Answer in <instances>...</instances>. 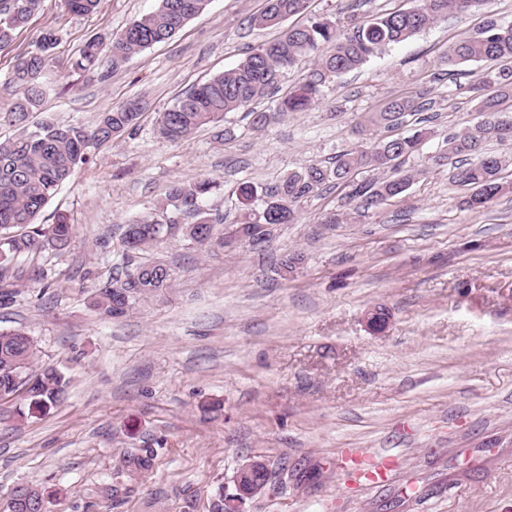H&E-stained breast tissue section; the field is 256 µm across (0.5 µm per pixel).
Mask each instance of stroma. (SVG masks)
I'll return each mask as SVG.
<instances>
[{
	"label": "stroma",
	"instance_id": "1",
	"mask_svg": "<svg viewBox=\"0 0 512 512\" xmlns=\"http://www.w3.org/2000/svg\"><path fill=\"white\" fill-rule=\"evenodd\" d=\"M265 4L210 0L116 69L109 37L158 0H100L86 16L40 0L0 48L5 104L17 56L57 31L37 120L89 129L102 112L143 103L133 134L90 147L44 207L40 223L70 216L69 246L22 260L25 279L0 303V330H25L39 364L70 379L68 399L25 424L22 402L0 406V493L33 482L57 492L55 512H76L102 502L124 451L154 448L151 471L124 479L112 512H210L251 457L270 479L244 512H512V190L467 209L450 166L432 162L450 134L479 122L469 87L485 69L464 63L452 79L442 55L489 19L512 21V0L438 20L263 130L237 111L222 122L228 137L212 127L180 143L160 137L159 112L275 38L251 23ZM92 39L94 69H72ZM422 90L434 110L398 132L423 123L431 135L405 161L416 177L400 196L367 207L327 188L260 245L168 239L146 253L173 270L163 296L115 318L93 309L127 224L160 219L173 183L216 178L203 208L232 224L239 183L269 187L333 162L359 144L362 113ZM293 254L301 263L281 276ZM376 308L388 315L379 331L367 322Z\"/></svg>",
	"mask_w": 512,
	"mask_h": 512
}]
</instances>
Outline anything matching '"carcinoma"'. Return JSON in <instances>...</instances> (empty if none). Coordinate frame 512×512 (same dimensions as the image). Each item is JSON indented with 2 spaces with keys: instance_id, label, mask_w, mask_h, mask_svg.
<instances>
[{
  "instance_id": "1",
  "label": "carcinoma",
  "mask_w": 512,
  "mask_h": 512,
  "mask_svg": "<svg viewBox=\"0 0 512 512\" xmlns=\"http://www.w3.org/2000/svg\"><path fill=\"white\" fill-rule=\"evenodd\" d=\"M210 0H160L152 12L129 23L111 38L112 69L121 67L133 54L169 40L190 19L200 15ZM487 0H418L410 9L378 12L366 18L350 14L343 25L313 17L305 25L285 22L307 9V0H266L265 9L254 18L277 36L253 49L234 68L197 85L168 109L159 113L158 134L173 143L181 142L205 126H216L224 114L243 110L252 117L251 125L262 129L270 115L257 110L258 104L278 89L283 73L300 57L321 51L311 68L278 105L281 112H303L317 99L321 88L339 75L357 69L388 46L400 43L437 20L451 14L471 12ZM69 13H92L98 0H64ZM39 0H0V47L12 42L15 32L26 26L37 10ZM58 37L51 29L36 37L33 48L21 54L11 82L16 96L8 109L0 108V120L22 123L40 110L45 88L41 82ZM99 52V41L85 44L73 67L92 66ZM442 62L456 66L483 63L487 69L469 90L477 100L481 120L474 129L451 135L446 149L434 157L438 165L452 166V182L469 190L464 204L480 210L494 201L508 186L501 177L508 160L488 151L489 143H512V23L488 22L476 37L455 43L444 53ZM424 91L391 99L383 109L361 118L358 131L361 145L346 151L328 165H310L292 171L271 188L258 189L242 182L236 194L244 205L234 222L240 239L251 243L269 240L272 224H292L297 206L320 195L329 185L350 188L348 197L365 205L379 206L406 191L413 174L401 169L406 158L417 153L431 134L418 128L403 136L377 135L391 131L407 116L430 110ZM141 116L138 101H130L102 114L97 125L86 130L49 121L36 122L32 129L15 138L0 139V300L16 293L25 276L17 260L36 254L49 243L65 249L73 225L63 213L49 229L37 224L48 201L70 177L74 167L86 159L87 148L111 142L133 132ZM369 172L372 177L357 181L355 176ZM216 187V181L203 178L177 182L166 196L169 213L165 222H136L126 225L122 260L125 271L112 278V287L93 297V306L108 316L125 313L140 300L159 295L170 287V268L159 261H141L142 253L157 245L172 229L191 217L201 225L196 242L203 245L217 234L224 217L201 209V200ZM262 207H250L254 200ZM36 348L32 337L22 330L0 331V402L20 398L27 410L17 412V421L46 413L65 401L70 380L54 365L35 367ZM154 450L139 448L123 453L118 475L136 476L152 467ZM52 495L36 484L20 483L0 496V512H51Z\"/></svg>"
}]
</instances>
